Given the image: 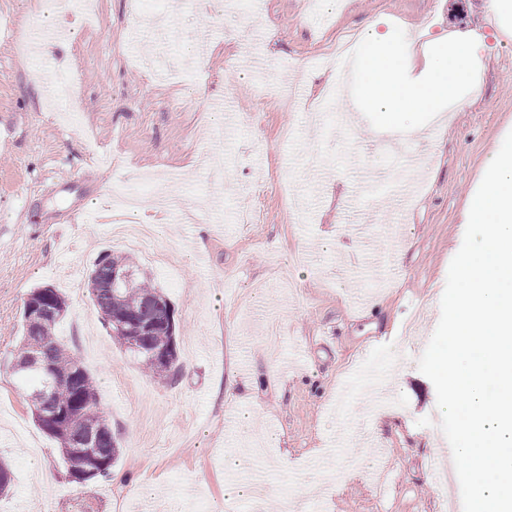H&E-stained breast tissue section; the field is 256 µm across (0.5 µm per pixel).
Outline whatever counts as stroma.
I'll return each instance as SVG.
<instances>
[{"label":"stroma","instance_id":"obj_1","mask_svg":"<svg viewBox=\"0 0 512 512\" xmlns=\"http://www.w3.org/2000/svg\"><path fill=\"white\" fill-rule=\"evenodd\" d=\"M225 4L98 0L100 25L74 11L69 41L20 56L13 25L43 36L46 6L0 0V458L14 472L0 512H283L285 492L303 512H443L429 464L450 446L417 362L467 202L512 131V23L485 0ZM381 17L418 54L456 33L482 44L481 82L439 136H393L323 97L342 83L326 49ZM222 97L260 119L202 164L198 134L224 116L193 101ZM147 179L203 219L138 213L159 227L152 262L96 220ZM259 188V220L234 223ZM390 248L398 263L373 266L371 251ZM106 251L128 256L174 307L177 383L151 378L104 327L88 277ZM42 284L66 295L58 335L94 375L123 449L114 469L136 485L70 482L17 386L23 303ZM367 364L391 386L384 426L370 390L345 385ZM228 377L235 391H216ZM247 450L257 457L239 480L259 470L267 489L225 496L224 460Z\"/></svg>","mask_w":512,"mask_h":512}]
</instances>
